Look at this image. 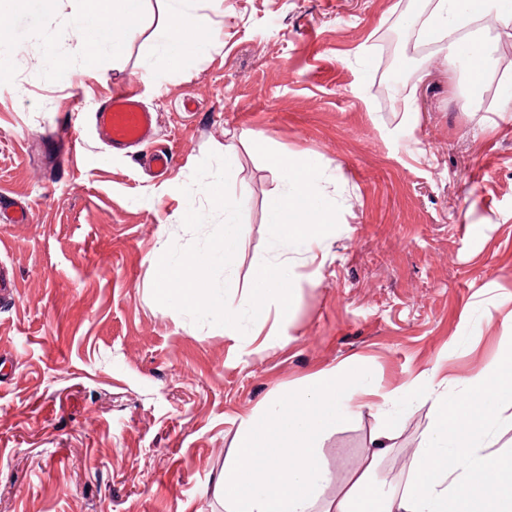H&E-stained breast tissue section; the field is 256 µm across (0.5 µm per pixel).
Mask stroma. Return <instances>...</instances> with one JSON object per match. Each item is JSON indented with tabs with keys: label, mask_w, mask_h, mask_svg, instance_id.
<instances>
[{
	"label": "stroma",
	"mask_w": 512,
	"mask_h": 512,
	"mask_svg": "<svg viewBox=\"0 0 512 512\" xmlns=\"http://www.w3.org/2000/svg\"><path fill=\"white\" fill-rule=\"evenodd\" d=\"M436 0H197L219 35L199 55L159 45V0H144L120 54L83 59L72 31L83 0L56 13L0 0V263L17 288L0 305V512H224L213 479L242 417L334 366L359 370L373 403L317 442L333 498L361 469L383 398L436 371L449 393L505 351L512 325V19L466 30L490 52V105L463 108L448 42L410 53ZM410 60L396 96L375 88ZM63 72L46 83L44 72ZM132 90L159 114L153 147L175 162L150 173L151 147L117 153L94 114ZM76 150L56 152L58 131ZM319 164L340 207L315 261L290 266L293 307L255 340L196 325L152 296L153 261L196 233L185 197L208 152H231L229 195L244 230L227 269L248 304L270 258L268 213L281 176L255 141ZM395 439L376 471L399 491L431 429L430 403L392 405Z\"/></svg>",
	"instance_id": "stroma-1"
}]
</instances>
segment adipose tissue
Here are the masks:
<instances>
[{"label": "adipose tissue", "instance_id": "ef3b65f1", "mask_svg": "<svg viewBox=\"0 0 512 512\" xmlns=\"http://www.w3.org/2000/svg\"><path fill=\"white\" fill-rule=\"evenodd\" d=\"M163 23L157 31L170 58L202 51L198 37L206 16L192 0H161ZM143 0H86L73 33L87 59L120 52L141 14ZM504 0H437L421 27L424 39L443 38L470 17H501ZM509 350L472 376L465 397L448 394L437 374L423 378L419 394L430 400L434 424L415 461L410 483L385 495L375 490L370 471L336 498L321 501L331 480L316 442L324 429L370 405L372 392L359 372L333 367L306 378L302 388L272 411L252 413L239 422L235 458L214 483L225 512H512V450H493L486 405L512 404V327L504 330Z\"/></svg>", "mask_w": 512, "mask_h": 512}]
</instances>
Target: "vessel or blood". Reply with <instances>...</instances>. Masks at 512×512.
<instances>
[{
    "instance_id": "1",
    "label": "vessel or blood",
    "mask_w": 512,
    "mask_h": 512,
    "mask_svg": "<svg viewBox=\"0 0 512 512\" xmlns=\"http://www.w3.org/2000/svg\"><path fill=\"white\" fill-rule=\"evenodd\" d=\"M98 131L114 150L151 143L158 123L157 113L146 109L137 93L111 95L95 114Z\"/></svg>"
}]
</instances>
